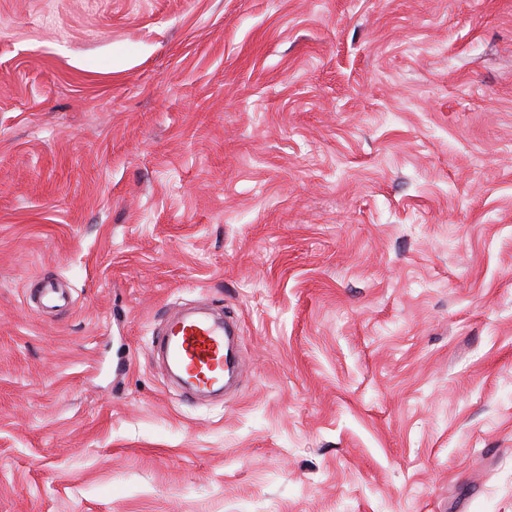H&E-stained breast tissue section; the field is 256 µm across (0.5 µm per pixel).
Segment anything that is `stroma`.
<instances>
[{"mask_svg": "<svg viewBox=\"0 0 512 512\" xmlns=\"http://www.w3.org/2000/svg\"><path fill=\"white\" fill-rule=\"evenodd\" d=\"M0 512H512V0H0ZM232 331L222 318L184 315L173 317L155 344L192 390L207 392L224 387Z\"/></svg>", "mask_w": 512, "mask_h": 512, "instance_id": "stroma-1", "label": "stroma"}]
</instances>
